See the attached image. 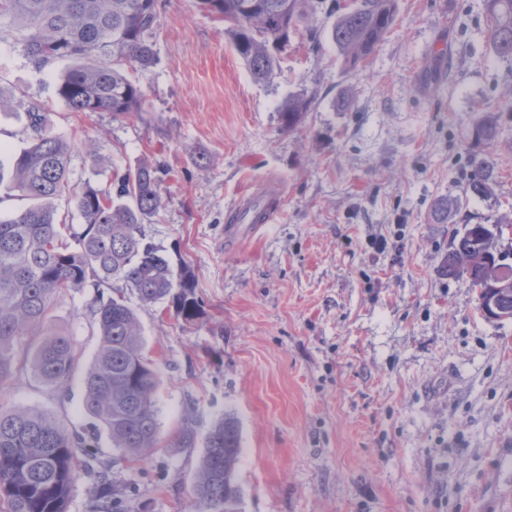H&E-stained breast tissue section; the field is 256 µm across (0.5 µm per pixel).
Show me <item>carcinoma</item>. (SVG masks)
<instances>
[{"label":"carcinoma","mask_w":512,"mask_h":512,"mask_svg":"<svg viewBox=\"0 0 512 512\" xmlns=\"http://www.w3.org/2000/svg\"><path fill=\"white\" fill-rule=\"evenodd\" d=\"M302 2L198 0L203 11L224 21V35L258 84L274 79L277 55L302 20ZM485 2L492 49L512 60V0ZM395 11V0H352L331 28L345 67L371 60ZM158 26V0H0V44L39 67L73 62L55 82L56 95L72 112L124 117L141 111L145 93L133 73L155 64ZM314 100L288 97L280 107L282 128L301 126ZM17 107L23 109L24 145L0 148V205L19 202L0 217V393L26 370L52 387L69 380L77 353L67 335L48 332L46 325L58 302L92 288L102 345L85 377L84 405L105 427L112 447L143 458L158 439V377L143 353L137 308L160 306L187 323L203 314L192 270L171 264L139 230L164 208L159 169L144 161L117 177L112 189L89 180L79 187L71 145L52 132L43 105L21 98ZM498 135L490 115L472 127L464 195L492 196L495 163L486 147ZM62 200L68 210L61 213ZM457 208L458 201L441 199L431 219L446 224ZM500 233L496 221L462 225L443 265L448 276L466 279L478 300L498 295L509 321L512 264L497 251ZM241 454L237 420H215L185 512H238ZM80 468L95 478L96 508L112 512L114 489L106 469L96 466L92 438L69 432L42 410L0 404V512H67Z\"/></svg>","instance_id":"cac0c4a2"}]
</instances>
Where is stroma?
<instances>
[{"label": "stroma", "instance_id": "1", "mask_svg": "<svg viewBox=\"0 0 512 512\" xmlns=\"http://www.w3.org/2000/svg\"><path fill=\"white\" fill-rule=\"evenodd\" d=\"M334 0H309L276 75L255 84L196 0H159L155 65L136 77L139 113H77L59 101L57 62L0 52V87L50 112L57 135L100 138L115 174L160 165L165 206L141 227L188 265L204 314L139 309L159 375L161 445L134 461L83 407L100 344L93 289L65 298L51 328L80 354L69 383L20 374L0 397L95 438L116 512H184L215 419L241 427L240 512H512V321H490L473 288L442 268L453 234L492 216L512 225V62L486 35L485 0H397L372 61L342 67ZM316 33L321 53L309 49ZM313 112L282 130L289 95ZM493 114L491 199L464 196L473 124ZM279 183L273 223L238 247L224 217L251 187ZM461 201L448 223L440 198ZM402 232L401 250L372 235ZM191 425L193 447L172 441Z\"/></svg>", "mask_w": 512, "mask_h": 512}]
</instances>
